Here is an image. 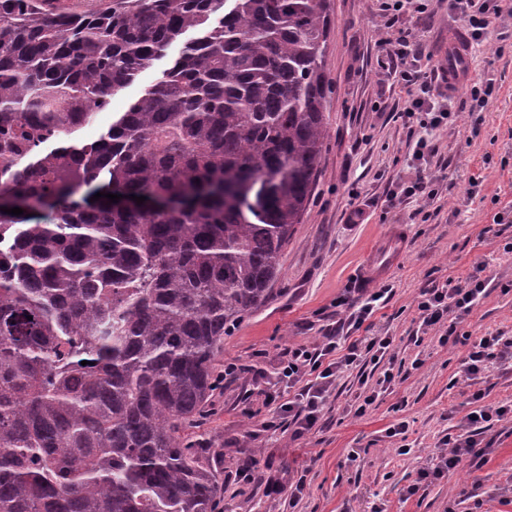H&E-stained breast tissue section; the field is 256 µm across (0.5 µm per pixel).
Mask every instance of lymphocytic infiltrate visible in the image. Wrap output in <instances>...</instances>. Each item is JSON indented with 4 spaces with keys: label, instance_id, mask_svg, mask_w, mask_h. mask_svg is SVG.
<instances>
[{
    "label": "lymphocytic infiltrate",
    "instance_id": "lymphocytic-infiltrate-1",
    "mask_svg": "<svg viewBox=\"0 0 512 512\" xmlns=\"http://www.w3.org/2000/svg\"><path fill=\"white\" fill-rule=\"evenodd\" d=\"M430 0H384L385 28L391 34L382 39L400 90L405 95V107L400 116L406 122H418L420 128L435 130L454 124L452 106L454 87L448 81V70L441 66H425L421 60L424 49L410 50L409 37L393 34V17L398 8L412 7L418 17H429ZM463 22L462 41L466 47L488 43L491 28L502 15L512 16V0H449ZM484 264H477L473 272L458 282L446 279L444 283L421 289L417 311L421 327L447 324L441 344H458L456 329L488 292L489 280L483 272ZM392 297V289L382 285L375 288H349L338 298L347 316L329 324L319 341L310 346L289 348L287 360L281 369V378L292 396L280 403L279 410L292 426L293 438L310 433L319 422L322 412L336 389V381L345 373L364 367L366 363L383 365L390 353L392 339L388 336H360L362 326ZM512 359V337L483 336L471 343L463 361L467 379H478L493 358ZM384 367V365H383ZM394 379L391 369L385 368L377 384L388 389ZM505 406L486 407L469 412L458 431L444 435L438 441L439 451L430 467L420 469V479H439L453 473L463 461L481 457L478 437L484 423L499 419L511 412Z\"/></svg>",
    "mask_w": 512,
    "mask_h": 512
}]
</instances>
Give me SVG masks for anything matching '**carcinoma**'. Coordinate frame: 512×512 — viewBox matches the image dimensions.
Returning <instances> with one entry per match:
<instances>
[{
  "label": "carcinoma",
  "mask_w": 512,
  "mask_h": 512,
  "mask_svg": "<svg viewBox=\"0 0 512 512\" xmlns=\"http://www.w3.org/2000/svg\"><path fill=\"white\" fill-rule=\"evenodd\" d=\"M52 2L0 0V512H215L184 432L315 185L327 0ZM180 48L179 43L173 44L167 58L156 61L151 67L143 70L133 83L115 92L109 109L95 112L74 136L89 143L97 140L108 130L115 117L120 112H124L128 105L141 95L145 87L156 81L161 72L169 66L171 58L178 54Z\"/></svg>",
  "instance_id": "obj_1"
}]
</instances>
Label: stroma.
Listing matches in <instances>:
<instances>
[{
	"label": "stroma",
	"mask_w": 512,
	"mask_h": 512,
	"mask_svg": "<svg viewBox=\"0 0 512 512\" xmlns=\"http://www.w3.org/2000/svg\"><path fill=\"white\" fill-rule=\"evenodd\" d=\"M327 3V136L315 188L269 297L224 338L217 363L236 364L237 376L225 379L188 433L224 488L217 512H512V502L502 497L512 485V417L484 433V463H463L449 477L407 492L439 439L456 432L468 412L480 404L512 405V365L492 360L481 379L466 381V346L441 345L442 327L422 329L416 311L421 288L465 279L482 262L492 279L489 294L457 331L474 339L512 336V254L503 251L512 242V38L499 56L490 45L473 49L465 62L471 78L456 86V98L465 104L471 79L494 81L496 94L482 112L479 131H472L464 108L453 126L429 135L436 197H395L392 183L415 177L417 135L398 116L404 100L378 44L381 0ZM396 27L431 53L432 64L444 66L462 22L443 4L423 22L401 15ZM179 50L172 45L167 58L115 92L109 109L94 113L77 138L97 140ZM395 228L405 233L404 250L384 278L394 296L371 329L393 339L394 380L357 417L350 410L356 395L362 385H375L382 370L369 366L347 373L316 431L293 438L269 402L272 394H288L278 376L283 356L289 347L314 343L324 325L342 319L337 298L359 286L366 263ZM478 391L483 399L477 403L472 395ZM402 419L406 433L387 436V428ZM401 446L408 454H398ZM352 449L358 458L350 463L346 455ZM251 464L270 475L305 477L303 498L292 507L287 496L266 497L260 486L239 488L235 471Z\"/></svg>",
	"instance_id": "1"
}]
</instances>
